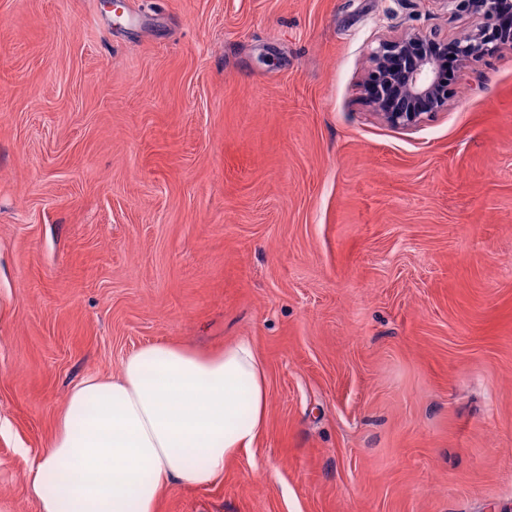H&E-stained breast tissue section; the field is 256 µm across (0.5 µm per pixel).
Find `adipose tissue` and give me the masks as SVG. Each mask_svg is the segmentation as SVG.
I'll return each mask as SVG.
<instances>
[{
	"label": "adipose tissue",
	"instance_id": "ef3b65f1",
	"mask_svg": "<svg viewBox=\"0 0 512 512\" xmlns=\"http://www.w3.org/2000/svg\"><path fill=\"white\" fill-rule=\"evenodd\" d=\"M262 361L246 339L203 355L152 344L119 375H86L25 475L39 512H158L171 482L207 484L267 421Z\"/></svg>",
	"mask_w": 512,
	"mask_h": 512
}]
</instances>
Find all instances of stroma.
Returning <instances> with one entry per match:
<instances>
[{"mask_svg": "<svg viewBox=\"0 0 512 512\" xmlns=\"http://www.w3.org/2000/svg\"><path fill=\"white\" fill-rule=\"evenodd\" d=\"M0 0V505L72 387L249 339L267 425L159 512H512V51L418 127L442 0ZM420 44L422 53L413 58L407 67H395L390 60L406 56L411 47ZM448 46V62L441 69L442 57ZM376 72L387 91L397 98L395 108L387 110L381 103L371 99L380 115L390 124L412 128L419 125L425 114L437 112L448 106L450 92L443 77L449 81L455 74V48L453 45L440 41L435 34H410L397 40L380 43L373 52Z\"/></svg>", "mask_w": 512, "mask_h": 512, "instance_id": "stroma-1", "label": "stroma"}]
</instances>
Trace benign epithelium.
I'll return each instance as SVG.
<instances>
[{
    "label": "benign epithelium",
    "mask_w": 512,
    "mask_h": 512,
    "mask_svg": "<svg viewBox=\"0 0 512 512\" xmlns=\"http://www.w3.org/2000/svg\"><path fill=\"white\" fill-rule=\"evenodd\" d=\"M455 13H474L481 24L458 39V69L464 71L473 61L492 53L494 47L512 48V33L497 37L498 16L504 8L512 10V0H443ZM447 43L436 35L410 34L397 40L380 43L373 52L376 72L387 91L398 104L387 110L377 100L373 105L390 124L412 128L419 125L424 115L448 106L450 92L441 77L442 57Z\"/></svg>",
    "instance_id": "7a95c632"
}]
</instances>
